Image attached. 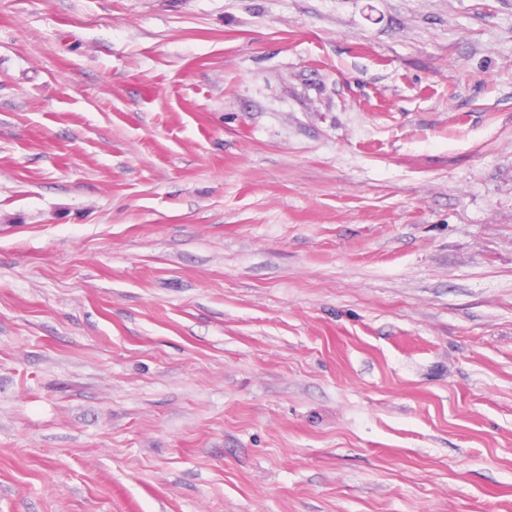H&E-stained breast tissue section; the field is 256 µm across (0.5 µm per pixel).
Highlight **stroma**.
<instances>
[{"instance_id":"1","label":"stroma","mask_w":512,"mask_h":512,"mask_svg":"<svg viewBox=\"0 0 512 512\" xmlns=\"http://www.w3.org/2000/svg\"><path fill=\"white\" fill-rule=\"evenodd\" d=\"M0 512H512V0H0Z\"/></svg>"}]
</instances>
